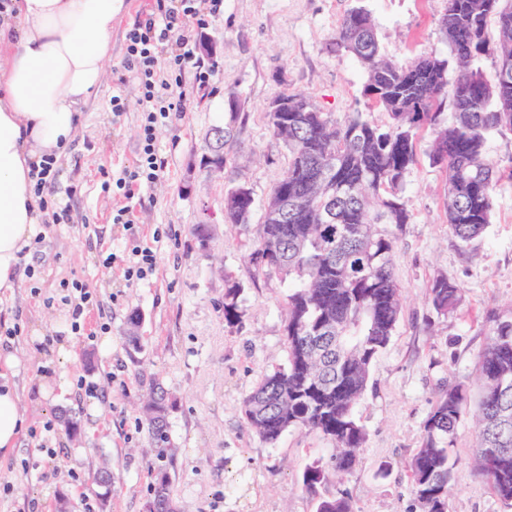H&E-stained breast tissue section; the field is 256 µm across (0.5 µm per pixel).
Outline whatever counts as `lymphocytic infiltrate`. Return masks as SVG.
<instances>
[{
    "instance_id": "f902f5d3",
    "label": "lymphocytic infiltrate",
    "mask_w": 512,
    "mask_h": 512,
    "mask_svg": "<svg viewBox=\"0 0 512 512\" xmlns=\"http://www.w3.org/2000/svg\"><path fill=\"white\" fill-rule=\"evenodd\" d=\"M223 9L224 0H151L148 12L127 31L123 74L118 82H133L142 115L134 165L124 169L115 182L102 185L103 191L126 201L113 211V223L131 224V199L139 196L142 187L163 178L167 163L157 149V132L186 111L194 93L209 88L217 69L216 64L198 56L197 45L186 30L191 26L208 28ZM54 166L53 158H45L34 192L41 209L51 211L53 223L70 224L74 221L71 210L55 202Z\"/></svg>"
}]
</instances>
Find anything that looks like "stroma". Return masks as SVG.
<instances>
[{
  "mask_svg": "<svg viewBox=\"0 0 512 512\" xmlns=\"http://www.w3.org/2000/svg\"><path fill=\"white\" fill-rule=\"evenodd\" d=\"M358 1L376 21L383 56L396 65L450 55L439 27L447 0H224L223 14L192 33L215 42L218 70L185 116L160 130L166 177L150 188L153 205L137 213L131 229L113 223V200L101 184L136 156L141 106L134 91H120L117 74L125 32L149 0H133L116 22L106 77L82 106L76 135L56 164L55 200L78 221L44 225L20 262L18 288L0 300L19 329L0 335V346L19 361L20 403L29 416L12 455L0 457V512H57L63 499L76 512H146L155 451L138 410L141 372L155 376L175 403L169 421L179 512H314L299 479L313 459L329 461L331 444L291 430L271 446L243 419L244 398L286 358L283 284L277 274L257 272L247 256L263 205L288 169V149L266 119L276 95L310 96L336 123L353 112L388 120L382 108L366 105V70L335 45L340 20ZM118 93L126 96L119 117L111 106ZM229 124L243 130L230 167L255 198L250 223L240 226L224 219L223 178L202 164L210 129ZM433 139L424 134L418 163L404 178L412 220L395 232L401 316L355 408L367 441L356 467L329 472L325 487L347 491L354 512H409L405 463L422 442L439 383L476 388L482 318L512 308V182L496 188L484 235L460 248L448 226L444 176L428 158ZM201 223L203 242L193 232ZM157 230L175 231L176 243L162 244L148 280L126 281L132 236L148 242ZM439 275L462 290L459 308L445 316L427 296ZM73 280L94 298L78 317V294L61 288ZM234 284L243 315L230 325L224 290ZM75 321L80 331H72ZM133 334L141 351L127 344ZM66 414L80 423V439L65 433ZM475 440L471 404L458 428L448 512H505L474 470ZM104 458L112 497L103 507L87 484ZM384 462L386 476L378 471Z\"/></svg>",
  "mask_w": 512,
  "mask_h": 512,
  "instance_id": "35a3bbf8",
  "label": "stroma"
}]
</instances>
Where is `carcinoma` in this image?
Returning a JSON list of instances; mask_svg holds the SVG:
<instances>
[{
	"instance_id": "carcinoma-1",
	"label": "carcinoma",
	"mask_w": 512,
	"mask_h": 512,
	"mask_svg": "<svg viewBox=\"0 0 512 512\" xmlns=\"http://www.w3.org/2000/svg\"><path fill=\"white\" fill-rule=\"evenodd\" d=\"M495 20L498 40L486 36ZM452 59L421 56L407 66L384 61L376 23L362 5L347 11L336 30V46L368 72L367 106L383 108L390 122L371 123L357 112L332 123L310 98L282 93L288 111L267 112L273 135L288 146V171L264 205L249 261L258 272H275L287 288L284 300L286 362L268 370L243 401L245 423L274 445L291 428H304L333 443L332 469L349 472L366 443L354 407L367 389L374 362L400 318L399 285L393 272L395 237L380 224L410 223L401 193L403 177L417 164V142L435 129L450 105L453 122L437 130L429 158L445 175L448 224L459 244L469 246L491 224L493 193L512 181V166L499 170L485 158L492 133L512 134V0H447L439 19ZM496 64L488 81L474 61ZM464 69L448 80L452 65ZM221 131L220 149L240 140L241 130ZM228 189L224 218L249 223L253 193L223 173ZM240 288L224 292V320L240 322ZM428 299L440 315L457 309L461 289L435 277ZM486 344L476 364L478 473L512 509V310L483 318ZM148 436L156 448L149 512H176L174 484L166 460L171 448L167 392L153 376L138 373ZM470 391L440 383L424 424L420 448L407 464V479L419 512H448L449 486L458 458L457 432ZM322 460L307 464L301 488L315 512H352L348 494L323 492Z\"/></svg>"
}]
</instances>
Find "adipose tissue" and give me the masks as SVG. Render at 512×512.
<instances>
[{
	"label": "adipose tissue",
	"mask_w": 512,
	"mask_h": 512,
	"mask_svg": "<svg viewBox=\"0 0 512 512\" xmlns=\"http://www.w3.org/2000/svg\"><path fill=\"white\" fill-rule=\"evenodd\" d=\"M125 7L126 0H0V293L17 288L21 254L43 222L37 168L44 157L61 159L74 138ZM17 368L14 354H0V454L12 452L27 423Z\"/></svg>",
	"instance_id": "obj_1"
}]
</instances>
